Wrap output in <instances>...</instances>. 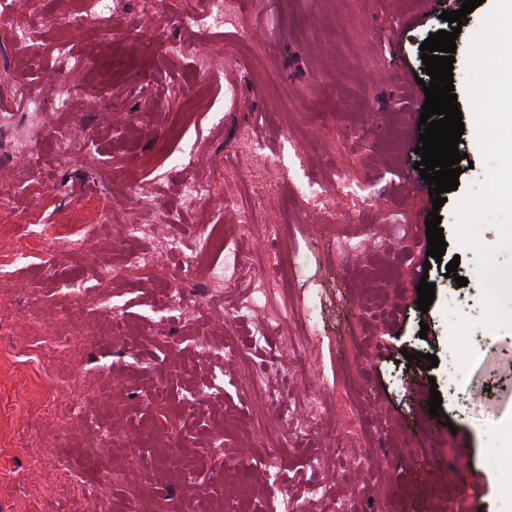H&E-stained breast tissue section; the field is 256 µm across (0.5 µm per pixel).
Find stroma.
I'll use <instances>...</instances> for the list:
<instances>
[{
	"mask_svg": "<svg viewBox=\"0 0 512 512\" xmlns=\"http://www.w3.org/2000/svg\"><path fill=\"white\" fill-rule=\"evenodd\" d=\"M495 2L463 18L456 39L466 157L437 210L414 168L420 114L407 101L425 99L422 42L449 29L441 14L463 0H237L236 25L220 32L183 23L208 0H156L149 19L141 0H122L108 36L58 24L94 16L96 0H0V108L20 81L51 98L75 87L68 111L43 118L42 147L52 154L69 128L88 146L77 165L10 172L0 512H98L103 501L111 512H172L187 496L202 512L219 499L232 512H512V327L483 324L475 254L456 237L457 204L487 171L466 81ZM20 27L31 30L22 42ZM381 110L389 121L372 131ZM339 169L345 183L323 193ZM194 179L214 197L188 210L182 188ZM411 180L414 208L402 194ZM433 210L446 251L425 272ZM124 224L156 232L126 238ZM210 224L223 225V250L183 270L179 247ZM84 226L87 245L67 246ZM167 239L166 274L104 282ZM455 258L466 286L446 275ZM424 277L435 298L422 312ZM381 296L391 318L366 313ZM41 299L48 315L34 330L26 315ZM113 314L124 333L110 334ZM274 320L266 342L225 357ZM409 352L424 358L407 362ZM312 413L323 431L305 428ZM133 440L161 467L130 456ZM463 450L459 482L443 480L440 466Z\"/></svg>",
	"mask_w": 512,
	"mask_h": 512,
	"instance_id": "stroma-1",
	"label": "stroma"
}]
</instances>
